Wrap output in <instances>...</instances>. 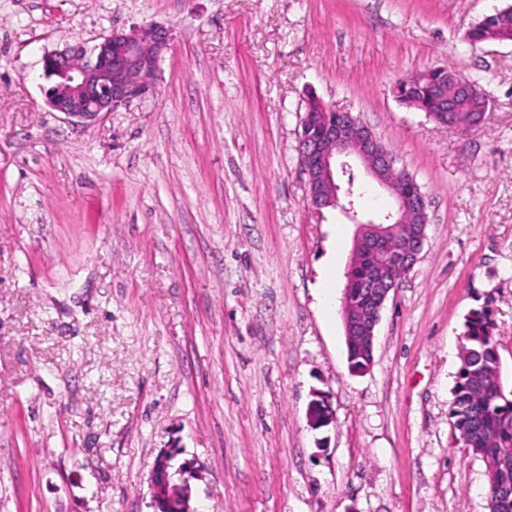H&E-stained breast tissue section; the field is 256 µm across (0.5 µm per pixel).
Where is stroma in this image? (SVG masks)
Returning <instances> with one entry per match:
<instances>
[{"mask_svg":"<svg viewBox=\"0 0 512 512\" xmlns=\"http://www.w3.org/2000/svg\"><path fill=\"white\" fill-rule=\"evenodd\" d=\"M509 6L0 0V512H156L168 450L194 466L197 512H489L448 412L485 305L512 392V42L466 39ZM150 24L172 34L151 94L89 126L48 107L44 52ZM431 67L478 83L484 126L398 100ZM311 94L367 125L427 202L360 375L340 300L357 221L393 198L359 167L357 219L310 205ZM315 391L335 412L319 430ZM169 464L166 455L163 454L156 462L155 468L151 475V486L153 490V497L155 507L157 508V501L162 500L165 496L169 495L168 481L170 479V472L168 470Z\"/></svg>","mask_w":512,"mask_h":512,"instance_id":"stroma-1","label":"stroma"}]
</instances>
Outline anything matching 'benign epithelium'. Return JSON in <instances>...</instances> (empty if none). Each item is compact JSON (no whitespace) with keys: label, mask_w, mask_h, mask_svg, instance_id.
Instances as JSON below:
<instances>
[{"label":"benign epithelium","mask_w":512,"mask_h":512,"mask_svg":"<svg viewBox=\"0 0 512 512\" xmlns=\"http://www.w3.org/2000/svg\"><path fill=\"white\" fill-rule=\"evenodd\" d=\"M170 42L169 30L148 26L126 33L114 30L92 47L76 43L62 50L47 52L42 58V76L58 82L45 90L46 103L55 112L76 123L90 125L102 116L116 111L132 99L150 90L163 53ZM452 82L437 89L441 112L455 111L454 101L463 84L450 74ZM338 120L329 123L321 115H307V128L317 129L299 137L307 194L313 207L322 209L337 204L347 195L344 172L358 162L377 183L390 189L393 179L411 186L416 181L405 170L395 169L393 154L376 138L372 130L350 112H338ZM357 224V240L367 250L386 256L365 283L372 297L370 307H347V329L358 330L362 348L374 351L375 329L381 311L396 287L397 277L410 271L419 261L426 240L425 197L420 189L409 196L396 197L394 209L388 214V224L362 222L355 209L345 208ZM414 222V230L406 234L400 245L392 247L387 240L391 224ZM169 464L166 456L156 462L151 475L154 501L169 495Z\"/></svg>","instance_id":"1"}]
</instances>
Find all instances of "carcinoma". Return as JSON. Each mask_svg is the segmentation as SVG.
<instances>
[{"label":"carcinoma","instance_id":"carcinoma-1","mask_svg":"<svg viewBox=\"0 0 512 512\" xmlns=\"http://www.w3.org/2000/svg\"><path fill=\"white\" fill-rule=\"evenodd\" d=\"M466 39L471 43L512 41V9H501L469 27ZM427 79H404L397 83L400 101L440 116L432 97L435 85L448 82V74L438 67L426 70ZM487 97L475 91L459 99L458 111L450 113L456 128H472L483 116ZM376 259L361 255L359 265L347 272L346 287H356L365 278ZM460 367L455 376L449 416L460 440L486 463L489 474V512H503L499 490L512 494V397L505 394L500 369L498 338L492 311L483 306L464 321ZM351 370L363 371L371 356L347 343Z\"/></svg>","mask_w":512,"mask_h":512}]
</instances>
